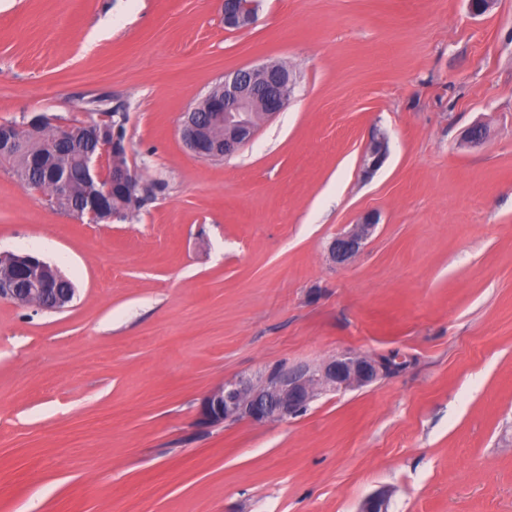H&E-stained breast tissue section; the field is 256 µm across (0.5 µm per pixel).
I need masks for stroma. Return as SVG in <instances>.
Instances as JSON below:
<instances>
[{
	"mask_svg": "<svg viewBox=\"0 0 512 512\" xmlns=\"http://www.w3.org/2000/svg\"><path fill=\"white\" fill-rule=\"evenodd\" d=\"M221 4L0 0V124L105 98L155 188L90 224L0 168V250L76 288L59 312L0 300V512H356L383 487L389 512H512V0H259L242 30ZM263 62L295 75L289 105L194 155L184 112ZM341 351L407 365L198 427L224 380ZM376 223L374 216L367 214L361 224H355L350 231L336 235L328 247L331 260L337 265H344L355 258L373 234Z\"/></svg>",
	"mask_w": 512,
	"mask_h": 512,
	"instance_id": "1",
	"label": "stroma"
}]
</instances>
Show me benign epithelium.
<instances>
[{
  "label": "benign epithelium",
  "instance_id": "1",
  "mask_svg": "<svg viewBox=\"0 0 512 512\" xmlns=\"http://www.w3.org/2000/svg\"><path fill=\"white\" fill-rule=\"evenodd\" d=\"M258 0H223L224 27L240 30L255 20ZM294 76L282 64L264 63L239 68L224 74L217 84L221 94L206 95L209 120H200L199 109L184 114L181 138L197 157L215 160L236 153L255 136L260 122L283 109L290 101ZM57 138L70 140L80 135L99 143L101 152L112 157L107 172L99 166L100 155L89 152L83 161L85 173L93 185L89 204L71 213L94 224H110L116 218L112 199L121 192L128 205H139L142 190L135 172L119 158L127 155L125 138L104 137L101 123L53 126ZM17 146L16 128L0 124V161L13 154ZM387 154L385 139L373 141L365 151L367 168L382 165ZM376 220L368 214L364 220L345 233L334 237L328 247L331 260L344 265L362 250L373 234ZM50 267L39 254H0V299L42 311H60L75 296L73 288H57L46 275ZM394 374L393 357L370 356L343 352L317 365L267 373L256 380L240 378L212 390L203 400L198 419L201 427L226 421H281L295 417L322 392L344 393L366 387ZM390 492L382 490L367 496L358 512H388Z\"/></svg>",
  "mask_w": 512,
  "mask_h": 512
}]
</instances>
